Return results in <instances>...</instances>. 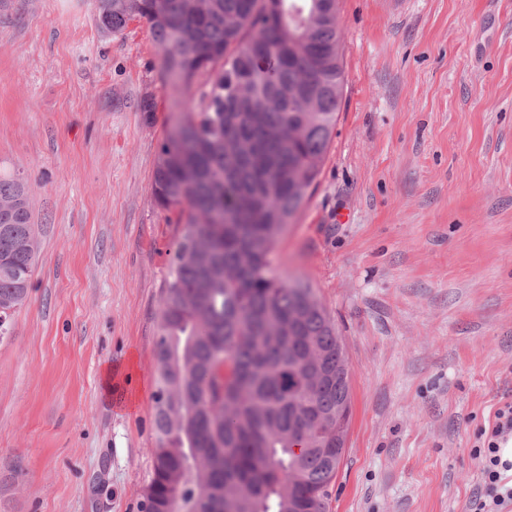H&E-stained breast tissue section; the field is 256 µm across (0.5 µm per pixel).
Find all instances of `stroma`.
<instances>
[{"instance_id":"obj_1","label":"stroma","mask_w":512,"mask_h":512,"mask_svg":"<svg viewBox=\"0 0 512 512\" xmlns=\"http://www.w3.org/2000/svg\"><path fill=\"white\" fill-rule=\"evenodd\" d=\"M94 15L0 0V170L27 180L37 243L0 338V512H143L153 472L180 227L152 175L208 85L174 97L146 20L106 37ZM337 20L336 127L273 250L348 360L329 510L464 512L476 435L512 400V0H338Z\"/></svg>"}]
</instances>
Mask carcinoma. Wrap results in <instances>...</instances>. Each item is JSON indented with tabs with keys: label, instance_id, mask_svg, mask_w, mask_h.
Listing matches in <instances>:
<instances>
[{
	"label": "carcinoma",
	"instance_id": "cac0c4a2",
	"mask_svg": "<svg viewBox=\"0 0 512 512\" xmlns=\"http://www.w3.org/2000/svg\"><path fill=\"white\" fill-rule=\"evenodd\" d=\"M113 36L139 18L164 77L195 112L176 117L152 177L177 210L156 345L152 512H329L350 419L336 325L304 281L277 274L276 237L315 183L343 95L336 0H95ZM27 193L0 172V202ZM28 199L0 216V337L28 295Z\"/></svg>",
	"mask_w": 512,
	"mask_h": 512
}]
</instances>
